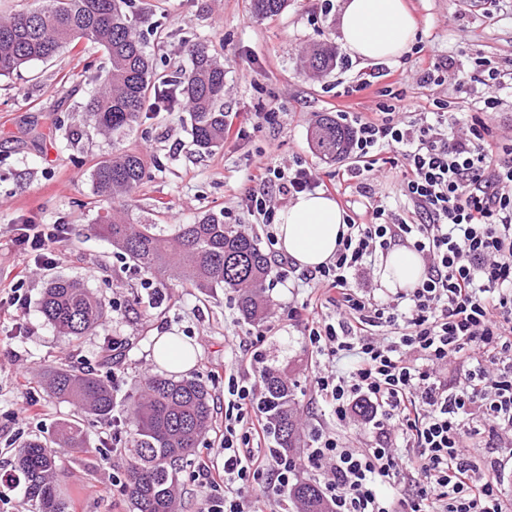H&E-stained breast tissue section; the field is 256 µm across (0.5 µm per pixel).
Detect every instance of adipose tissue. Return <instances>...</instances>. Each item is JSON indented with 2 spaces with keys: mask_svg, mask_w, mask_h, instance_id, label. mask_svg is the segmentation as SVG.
<instances>
[{
  "mask_svg": "<svg viewBox=\"0 0 512 512\" xmlns=\"http://www.w3.org/2000/svg\"><path fill=\"white\" fill-rule=\"evenodd\" d=\"M338 28L349 56L366 62L400 57L414 39L415 21L405 0H343ZM279 247L302 269H317L333 258L344 213L335 199L323 192L302 193L276 215ZM426 269L420 255L402 247L380 256L377 277L390 292L413 287ZM153 359L162 368L186 373L197 361L194 344L172 333L155 340Z\"/></svg>",
  "mask_w": 512,
  "mask_h": 512,
  "instance_id": "1",
  "label": "adipose tissue"
}]
</instances>
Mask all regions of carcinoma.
<instances>
[{"label":"carcinoma","instance_id":"carcinoma-1","mask_svg":"<svg viewBox=\"0 0 512 512\" xmlns=\"http://www.w3.org/2000/svg\"><path fill=\"white\" fill-rule=\"evenodd\" d=\"M288 0H251L255 17L281 14ZM135 0H40L38 6L0 18V76L47 62L83 40L97 45L109 69L104 83L86 104V112L103 133L119 140L147 112L176 101L188 107L192 145L211 153L224 142V64L204 42L184 43L188 67L171 78L156 71L138 30ZM309 69L323 73L336 66V49L320 44L303 52ZM352 130L336 117L317 116L313 149L326 160L349 154ZM147 160L133 148L97 162L92 171L95 194L113 202L99 217L97 234L152 279H176L203 294L225 289L234 294L241 318L255 324L268 314L264 296L271 261L258 236L239 224L224 223V214L208 213L193 224H180L169 234L159 224L131 221L135 194L144 183ZM41 311L59 335L74 344L102 322L100 300L80 283L63 277L46 287ZM263 411L276 451L295 457L304 445L288 370L268 368L261 376ZM39 383L50 396L73 402L101 419L112 416V386L93 372L53 367ZM129 434L119 449L124 459L122 491L133 512H178V474L213 423L211 394L199 380L150 375L126 417ZM89 451L84 430L61 420L48 438H35L16 450V475L35 512H67L59 486L63 481L61 451ZM297 512H331L317 485L305 478L288 489Z\"/></svg>","mask_w":512,"mask_h":512}]
</instances>
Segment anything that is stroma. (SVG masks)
Listing matches in <instances>:
<instances>
[{
    "instance_id": "1",
    "label": "stroma",
    "mask_w": 512,
    "mask_h": 512,
    "mask_svg": "<svg viewBox=\"0 0 512 512\" xmlns=\"http://www.w3.org/2000/svg\"><path fill=\"white\" fill-rule=\"evenodd\" d=\"M142 30L157 72L172 75L186 64L182 41H205L224 62V111L232 126L224 143L208 155L191 146L185 105L144 118L123 141L99 133L85 104L104 79L102 52L84 41L47 63L0 77V297L24 279L26 309H0V474L13 469L15 444L50 436L58 421L79 423L91 453L62 456V494L71 512H133L116 485L124 464L107 445L112 423L51 397L33 376L59 364L94 369L117 380L114 414L124 417L139 381L159 373L151 356L156 336L172 332L199 346L190 375L213 398L214 421H224V368L238 363L230 340L247 335L229 292L202 294L171 282L164 299L150 300L142 273L92 229L104 204L94 195L90 171L118 149L135 148L148 160V175L136 195L133 216L144 224H191L209 211L229 210L231 221L265 238L256 215L240 201L248 188L250 164L264 158L287 165L302 158L322 179L335 181L348 161L329 162L309 140L320 113L371 116L379 107L403 103L409 112H430L436 103L457 104L458 73L485 58L499 68L512 63V0H407L416 23L412 51L386 63L352 59L338 48V0H288L278 16L252 15L250 0H147ZM319 42L337 47L336 66L321 76L305 68L301 50ZM441 64L438 82L422 84L403 72L420 61ZM273 106L274 125L255 128V114ZM247 128L237 138L236 128ZM19 224H66L68 239L54 248L50 268L21 273L12 239ZM79 280L108 309L105 322L69 345L45 320L40 302L49 281ZM292 270L287 283L271 286L270 311L262 324L266 366H286L296 384L303 428L329 424L310 390L309 376L319 357L288 319L289 308L310 287ZM122 348L113 363L104 360L112 343ZM35 408L24 422L16 415L25 402Z\"/></svg>"
}]
</instances>
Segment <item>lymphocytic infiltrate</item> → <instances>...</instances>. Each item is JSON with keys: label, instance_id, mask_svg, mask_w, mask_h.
<instances>
[{"label": "lymphocytic infiltrate", "instance_id": "lymphocytic-infiltrate-1", "mask_svg": "<svg viewBox=\"0 0 512 512\" xmlns=\"http://www.w3.org/2000/svg\"><path fill=\"white\" fill-rule=\"evenodd\" d=\"M504 70L478 62L463 84L480 86L476 112H424L407 118L387 106L357 119L353 160L339 181L353 185L368 216L348 218L332 261L312 271L316 295L289 321L325 361L310 389L335 420L311 431L307 461L334 512H512L501 449L512 446V142L487 123L501 104ZM398 170L405 196L424 223L374 203L369 176ZM243 198L271 224L269 189L284 197L324 182L309 165L281 169L253 162ZM63 224H22L14 247L22 266L52 263ZM411 242L427 263L425 280L395 299L355 287L377 255ZM263 330L240 337L242 369L225 368L221 456L192 464L198 486L213 490L206 512H280L297 463L264 447ZM452 359L467 363L447 374ZM366 402L376 413L371 447L347 445L335 426ZM399 480L392 495L381 487Z\"/></svg>", "mask_w": 512, "mask_h": 512}]
</instances>
